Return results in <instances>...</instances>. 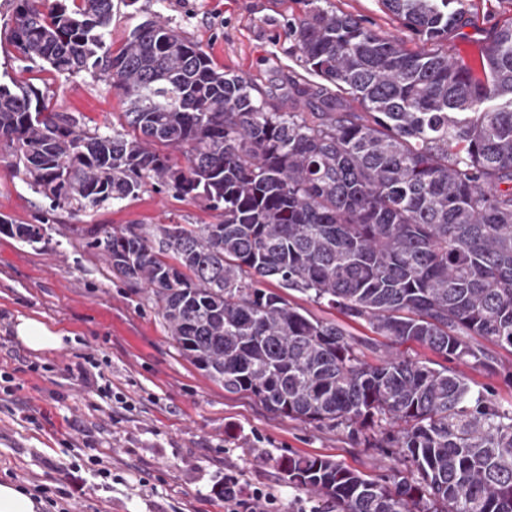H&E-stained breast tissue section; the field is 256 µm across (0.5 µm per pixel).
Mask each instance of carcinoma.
<instances>
[{"label":"carcinoma","instance_id":"obj_1","mask_svg":"<svg viewBox=\"0 0 512 512\" xmlns=\"http://www.w3.org/2000/svg\"><path fill=\"white\" fill-rule=\"evenodd\" d=\"M5 2L23 59L110 72L126 102L124 131L101 134L0 82V149L31 186L54 208L121 201L148 179L205 200L214 224L92 226L85 246L148 290L179 353L225 392L398 461L376 478L290 456L289 486L336 512H512V407L439 363L371 364L344 327L288 301L490 372L472 339L512 354V21L466 62L307 0L288 52L311 79L275 106L160 21L112 54L113 0ZM381 2L424 43L467 25L463 0ZM4 231L38 243L46 228Z\"/></svg>","mask_w":512,"mask_h":512}]
</instances>
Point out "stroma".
<instances>
[{"mask_svg":"<svg viewBox=\"0 0 512 512\" xmlns=\"http://www.w3.org/2000/svg\"><path fill=\"white\" fill-rule=\"evenodd\" d=\"M360 18L378 35L408 34L380 0H329ZM474 26L451 34L442 48L476 56L478 31L512 18V0H467ZM306 0H115L106 42L122 49L144 21L161 18L200 44L221 70L250 80L280 102L288 81L307 77L287 47L289 21L307 11ZM0 7V80L30 85L49 109L80 117L86 129L111 131L126 109L111 76L97 70L61 75L18 59L4 30ZM0 218L44 224L41 242L28 244L0 233V481L25 490L40 484L43 512H224V476L261 488L277 512H311L331 505L294 492L279 461L289 455H322L371 476L392 464L379 449L339 429L273 415L256 400L226 393L180 355L145 289L113 273L104 257L88 251L82 232L96 224H212L206 202L147 181L137 196L75 211L51 208L27 182L15 157L0 151ZM292 304L312 316L346 323L368 340L374 363L386 340L364 323L289 292ZM60 328L54 350L34 351L15 334L19 317ZM504 369L489 375L479 365L463 373L489 398L512 404V354L494 349ZM95 374L82 378L81 367Z\"/></svg>","mask_w":512,"mask_h":512,"instance_id":"1","label":"stroma"}]
</instances>
